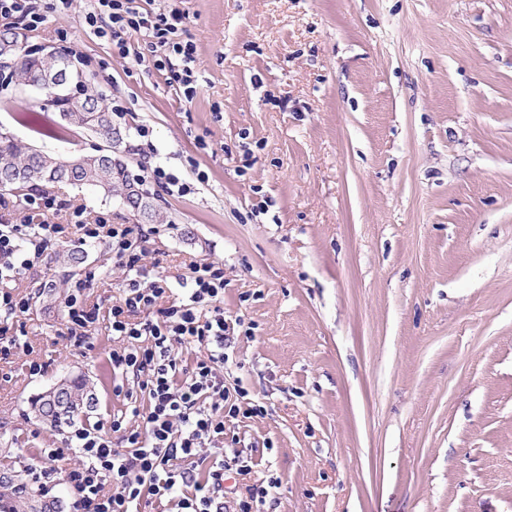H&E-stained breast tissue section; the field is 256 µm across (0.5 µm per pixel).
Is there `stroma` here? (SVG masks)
<instances>
[{"mask_svg": "<svg viewBox=\"0 0 512 512\" xmlns=\"http://www.w3.org/2000/svg\"><path fill=\"white\" fill-rule=\"evenodd\" d=\"M186 22L197 94L152 62L112 50L84 22L90 0L48 11L32 44L77 50L116 120L130 175L136 129L159 161L208 181L164 195L152 244L176 297L191 262L224 265V315L252 338L226 352L224 382L265 408L235 423L227 507L264 486L252 512H512V0H155ZM0 127L55 140L58 113L8 92ZM66 210L35 223L136 225L118 198L55 187ZM108 313L124 285L111 256L77 274ZM63 286L33 296L24 352L0 360V471L28 484L68 430L30 403L82 374L110 424L129 402L104 323L81 348L64 335ZM45 364L34 375L30 361Z\"/></svg>", "mask_w": 512, "mask_h": 512, "instance_id": "1", "label": "stroma"}]
</instances>
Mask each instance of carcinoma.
Segmentation results:
<instances>
[{
    "instance_id": "1",
    "label": "carcinoma",
    "mask_w": 512,
    "mask_h": 512,
    "mask_svg": "<svg viewBox=\"0 0 512 512\" xmlns=\"http://www.w3.org/2000/svg\"><path fill=\"white\" fill-rule=\"evenodd\" d=\"M18 66L24 73L37 71L48 61L27 51L21 42H15ZM90 112H71L77 127L86 130L95 138L109 142L113 150L107 154L98 152L85 155L84 164L70 167L61 157L47 153H35L18 144L13 136L0 131V188H5L18 198L26 196L43 182L65 184L76 188L87 187L100 192L103 197H122L123 204L134 214L147 211L157 215L156 197L143 188L142 181L131 177L126 165L114 158L121 146L120 132L112 124L110 113L106 112L100 100L91 104ZM58 396L71 402L65 410H59L56 403L37 396L32 402L36 417L51 424L67 423L79 415H88L93 409L94 397L87 379L82 376L66 377L58 385ZM47 494L40 488L11 485L7 492H0V512H21L28 503L44 499Z\"/></svg>"
}]
</instances>
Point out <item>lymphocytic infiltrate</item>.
Masks as SVG:
<instances>
[{
  "mask_svg": "<svg viewBox=\"0 0 512 512\" xmlns=\"http://www.w3.org/2000/svg\"><path fill=\"white\" fill-rule=\"evenodd\" d=\"M84 20L109 38L113 51L123 58L129 55V39L135 34L167 45L168 57L154 60L153 66L165 72L168 85L186 100L194 99L196 46L169 39L185 20L180 10L158 13L138 6L137 0H94ZM137 134L144 179L172 194L190 193L191 183L156 161L148 128L139 126ZM64 231L59 224L0 225L1 358L18 349L11 329L30 307L29 298L13 294L8 282L31 271ZM152 234V229L127 224H80L70 241L78 249L103 235L112 241L125 287L108 315L119 342L111 361L132 382L126 397L137 394L144 401L130 414L113 415L110 427L75 429L66 449H42L43 466L29 467L32 482H56L70 489V512H138L144 501L172 502L177 512H224L227 462H213L203 482L195 469L204 459V449L223 443L228 421L264 413L262 405L242 402L241 392L224 383V345L233 338L235 327L224 317L223 265L194 264L188 299L170 300L166 279L150 276L143 263ZM87 288V282L76 283L65 304L67 334L77 348L99 319L98 308L83 298ZM183 347L201 349L202 354L184 364L179 353ZM67 449L78 456V464L57 468Z\"/></svg>",
  "mask_w": 512,
  "mask_h": 512,
  "instance_id": "obj_1",
  "label": "lymphocytic infiltrate"
}]
</instances>
